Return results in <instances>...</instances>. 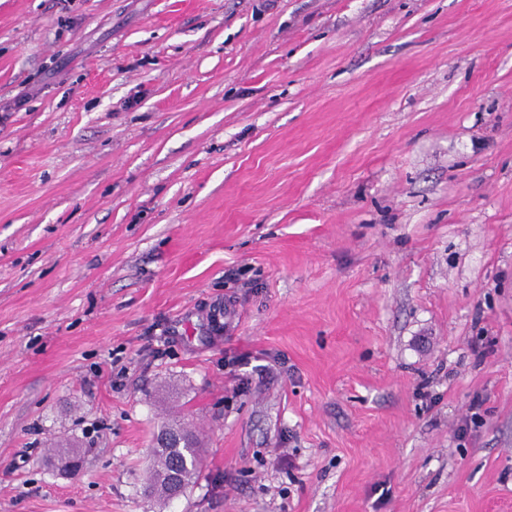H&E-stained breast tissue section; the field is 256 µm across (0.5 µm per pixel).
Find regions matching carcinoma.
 Instances as JSON below:
<instances>
[{
  "label": "carcinoma",
  "mask_w": 512,
  "mask_h": 512,
  "mask_svg": "<svg viewBox=\"0 0 512 512\" xmlns=\"http://www.w3.org/2000/svg\"><path fill=\"white\" fill-rule=\"evenodd\" d=\"M155 440L159 461L153 466L144 492L150 497L170 501L174 499V492L184 493L199 473L195 436L191 429L175 422L164 426ZM82 463L79 451L74 448L55 450L54 465L62 473L75 471Z\"/></svg>",
  "instance_id": "obj_1"
}]
</instances>
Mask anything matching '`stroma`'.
<instances>
[{
    "instance_id": "obj_1",
    "label": "stroma",
    "mask_w": 512,
    "mask_h": 512,
    "mask_svg": "<svg viewBox=\"0 0 512 512\" xmlns=\"http://www.w3.org/2000/svg\"><path fill=\"white\" fill-rule=\"evenodd\" d=\"M0 512H512V0H0ZM159 458L153 465L151 479L144 492L150 497L173 500L174 492L183 494L199 473L196 438L191 429L181 423L164 426L155 437Z\"/></svg>"
}]
</instances>
